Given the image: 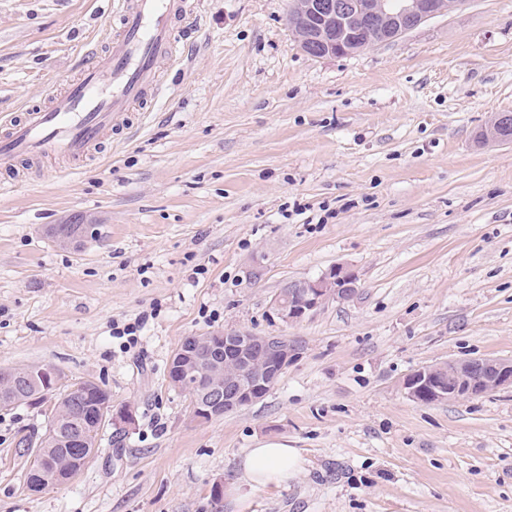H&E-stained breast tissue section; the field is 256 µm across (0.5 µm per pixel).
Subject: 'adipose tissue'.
<instances>
[{"label": "adipose tissue", "instance_id": "obj_1", "mask_svg": "<svg viewBox=\"0 0 512 512\" xmlns=\"http://www.w3.org/2000/svg\"><path fill=\"white\" fill-rule=\"evenodd\" d=\"M297 449L268 442L250 449L242 461V478L252 486L288 481L302 468Z\"/></svg>", "mask_w": 512, "mask_h": 512}]
</instances>
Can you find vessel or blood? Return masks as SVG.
<instances>
[{"label":"vessel or blood","instance_id":"b4317fda","mask_svg":"<svg viewBox=\"0 0 512 512\" xmlns=\"http://www.w3.org/2000/svg\"><path fill=\"white\" fill-rule=\"evenodd\" d=\"M117 14L120 31L108 49L88 53L50 106L0 122L1 169L23 158L86 160L119 116L158 98L159 64L177 62L179 44L193 31V11L186 0H119ZM179 18L186 24L178 28Z\"/></svg>","mask_w":512,"mask_h":512}]
</instances>
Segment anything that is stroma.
I'll return each instance as SVG.
<instances>
[{
    "label": "stroma",
    "mask_w": 512,
    "mask_h": 512,
    "mask_svg": "<svg viewBox=\"0 0 512 512\" xmlns=\"http://www.w3.org/2000/svg\"><path fill=\"white\" fill-rule=\"evenodd\" d=\"M291 0H197L161 98L75 172L0 169V368L50 365L131 408L74 480L30 492L21 439L48 404L0 409V512H512V387L423 403L406 379L512 360V0H468L399 39L315 58ZM114 0H0V116L60 93L106 50ZM94 225L81 248L49 227ZM357 277L283 322L288 283ZM137 325L134 344L113 325ZM300 348L261 399L199 422L167 379L191 336ZM297 449L287 483L226 488L247 449Z\"/></svg>",
    "instance_id": "35a3bbf8"
}]
</instances>
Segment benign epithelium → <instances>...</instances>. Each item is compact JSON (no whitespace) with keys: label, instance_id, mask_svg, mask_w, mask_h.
I'll list each match as a JSON object with an SVG mask.
<instances>
[{"label":"benign epithelium","instance_id":"1","mask_svg":"<svg viewBox=\"0 0 512 512\" xmlns=\"http://www.w3.org/2000/svg\"><path fill=\"white\" fill-rule=\"evenodd\" d=\"M296 25L304 29L300 48L317 58L338 57L351 52L357 43L352 27L367 25L377 45L391 42L427 20L447 12L443 0H295ZM357 293L356 276L343 266L331 268L313 280L288 284V303L282 296L274 309L285 322L310 314L330 299L345 301ZM299 354V346L286 336H258L241 330L219 331L185 340L170 360L174 372L196 379L194 416L198 421L213 419L261 399L280 379L288 364ZM479 366L487 377L471 381L464 373ZM456 381L450 383L421 369L408 383L410 397L421 395L432 402L477 396L512 386V360L472 359L453 362ZM15 379L48 396L57 385L58 373L50 365L36 370L18 368ZM99 418L109 420L118 430L132 426L131 409L113 411L112 401L96 407ZM97 448H28L27 486L38 493L50 485L71 481L96 455Z\"/></svg>","mask_w":512,"mask_h":512}]
</instances>
